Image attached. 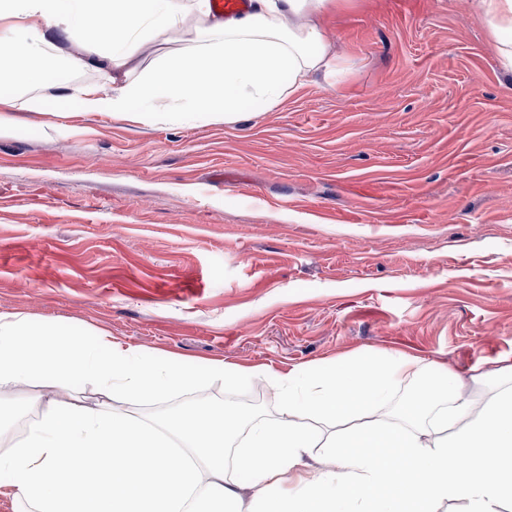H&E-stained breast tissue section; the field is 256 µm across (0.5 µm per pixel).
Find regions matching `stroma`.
Returning <instances> with one entry per match:
<instances>
[{"label": "stroma", "instance_id": "stroma-1", "mask_svg": "<svg viewBox=\"0 0 512 512\" xmlns=\"http://www.w3.org/2000/svg\"><path fill=\"white\" fill-rule=\"evenodd\" d=\"M477 2L342 0L339 79L233 124L0 92V313L252 372L134 416L257 393L274 419L279 375L395 352L485 399L512 365V72Z\"/></svg>", "mask_w": 512, "mask_h": 512}]
</instances>
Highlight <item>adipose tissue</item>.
<instances>
[{
	"label": "adipose tissue",
	"instance_id": "obj_1",
	"mask_svg": "<svg viewBox=\"0 0 512 512\" xmlns=\"http://www.w3.org/2000/svg\"><path fill=\"white\" fill-rule=\"evenodd\" d=\"M335 5L253 0L249 13L223 20L211 0H0L9 27L0 34V89L91 64L101 83L67 94L80 111L147 117L169 100L176 112L233 123L244 103L270 111L330 69L322 20ZM479 8L512 71V0H479ZM61 34L73 53L57 47ZM188 36L192 48L127 83L128 65L149 43ZM214 369H175L102 331L82 339L0 313V386L42 378L49 389L30 405L24 436L0 453V474L36 512H225L240 499L232 470L258 487L261 512H435L456 501L465 512H502L512 499V384L477 402L448 370L387 421L381 409L424 370L396 352L280 375L284 405L273 420L221 408L142 420L115 405L199 388ZM74 379L96 385L109 408L60 398ZM316 421L330 427L327 437ZM314 448L324 456L298 471Z\"/></svg>",
	"mask_w": 512,
	"mask_h": 512
}]
</instances>
